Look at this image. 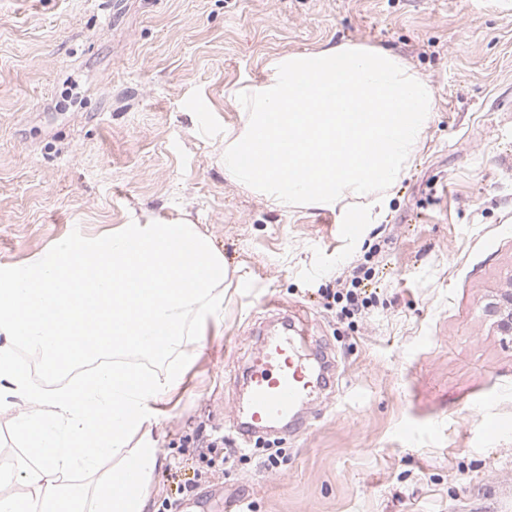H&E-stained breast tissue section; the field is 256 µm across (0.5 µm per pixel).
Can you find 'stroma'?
Listing matches in <instances>:
<instances>
[{
	"instance_id": "obj_1",
	"label": "stroma",
	"mask_w": 512,
	"mask_h": 512,
	"mask_svg": "<svg viewBox=\"0 0 512 512\" xmlns=\"http://www.w3.org/2000/svg\"><path fill=\"white\" fill-rule=\"evenodd\" d=\"M498 0H0V264L63 236L149 212H189L234 274L224 322L188 337V366L155 426L161 466L147 512H512V342L481 308L512 284V11ZM387 49L432 85L422 146L387 190L380 223L306 285L315 250L344 246L338 216L276 209L224 175L229 98L285 53ZM361 265L369 329L327 299ZM294 313L304 350L334 383L299 411L281 449L176 494L202 437L231 433L244 370Z\"/></svg>"
}]
</instances>
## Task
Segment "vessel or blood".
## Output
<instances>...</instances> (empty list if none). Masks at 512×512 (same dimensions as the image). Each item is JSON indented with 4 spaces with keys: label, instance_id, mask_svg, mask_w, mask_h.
<instances>
[{
    "label": "vessel or blood",
    "instance_id": "vessel-or-blood-1",
    "mask_svg": "<svg viewBox=\"0 0 512 512\" xmlns=\"http://www.w3.org/2000/svg\"><path fill=\"white\" fill-rule=\"evenodd\" d=\"M248 394L242 408L232 411L237 433L251 434L260 424H290L309 389L331 384L327 372H313L287 337L269 341L247 371Z\"/></svg>",
    "mask_w": 512,
    "mask_h": 512
}]
</instances>
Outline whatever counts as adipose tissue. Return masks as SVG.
<instances>
[{
  "instance_id": "ef3b65f1",
  "label": "adipose tissue",
  "mask_w": 512,
  "mask_h": 512,
  "mask_svg": "<svg viewBox=\"0 0 512 512\" xmlns=\"http://www.w3.org/2000/svg\"><path fill=\"white\" fill-rule=\"evenodd\" d=\"M228 266L189 216L149 214L108 232L66 236L15 266L0 265V406L24 400L15 435L38 459L0 468V512H145L144 489L161 460L153 429L184 376L102 365L54 390L30 383L13 354L22 343L46 372L91 355L134 349L159 355L224 321ZM137 447H130V440ZM139 465L142 491L119 490L104 460Z\"/></svg>"
}]
</instances>
